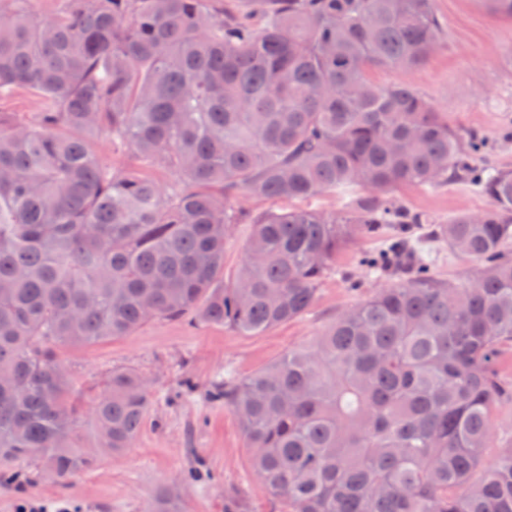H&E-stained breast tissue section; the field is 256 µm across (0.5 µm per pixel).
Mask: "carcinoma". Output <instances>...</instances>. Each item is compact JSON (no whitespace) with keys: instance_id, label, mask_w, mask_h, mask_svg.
Returning a JSON list of instances; mask_svg holds the SVG:
<instances>
[{"instance_id":"carcinoma-1","label":"carcinoma","mask_w":512,"mask_h":512,"mask_svg":"<svg viewBox=\"0 0 512 512\" xmlns=\"http://www.w3.org/2000/svg\"><path fill=\"white\" fill-rule=\"evenodd\" d=\"M70 0L50 20L0 11V98L25 89L30 121L0 118V461L37 457L65 480L131 447L150 405L115 369L93 407L97 448L75 444L77 407L53 347L188 314L248 335L301 317L337 255L385 224H426L388 192L467 180L490 200L362 264L398 278L315 342L214 396L238 418L260 487L286 512H512V443L485 464L512 403V172L476 165L408 85L441 25L432 0ZM105 135L137 165L91 150ZM179 179L160 186L151 168ZM363 194L325 213L327 193ZM245 195L299 206L253 216ZM249 223L238 270L224 248ZM485 267L437 277L430 243Z\"/></svg>"}]
</instances>
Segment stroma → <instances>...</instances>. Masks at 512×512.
I'll use <instances>...</instances> for the list:
<instances>
[{"instance_id": "obj_1", "label": "stroma", "mask_w": 512, "mask_h": 512, "mask_svg": "<svg viewBox=\"0 0 512 512\" xmlns=\"http://www.w3.org/2000/svg\"><path fill=\"white\" fill-rule=\"evenodd\" d=\"M443 25L437 51L412 70L374 69L380 85L406 84L447 117L452 127L484 135L488 158L512 171V18L487 13L479 0H434ZM398 204L442 224L461 213L486 210L489 200L472 185L441 181L427 188L401 186L390 193ZM362 237L337 256L336 269L301 318L257 336L205 322L155 320L129 336L56 349L71 396L82 409L79 443L98 444L91 410L113 370L132 368L149 383L151 404L131 448L100 456L71 481L42 465L26 477L0 485V512H17L28 498L46 512H152L153 498L166 488L178 512H224V498H238L241 512H282L251 475L252 450L236 416L213 396V384L232 370L245 378L288 351L311 345L337 315L375 294L393 278L372 274L363 255L379 252L386 237Z\"/></svg>"}]
</instances>
